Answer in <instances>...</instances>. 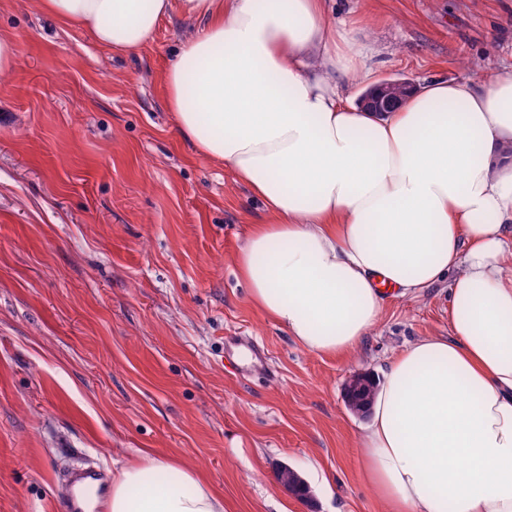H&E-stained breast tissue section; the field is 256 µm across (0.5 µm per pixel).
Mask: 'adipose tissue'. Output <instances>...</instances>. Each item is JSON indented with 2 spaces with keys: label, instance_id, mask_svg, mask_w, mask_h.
<instances>
[{
  "label": "adipose tissue",
  "instance_id": "ef3b65f1",
  "mask_svg": "<svg viewBox=\"0 0 512 512\" xmlns=\"http://www.w3.org/2000/svg\"><path fill=\"white\" fill-rule=\"evenodd\" d=\"M118 52L196 23L165 71L179 135L266 205L236 274L303 348L353 353L385 288L449 295L446 336L382 371L361 435L385 512H512V74L433 79L392 112L326 0H37ZM110 512H227L195 469L148 450L112 476Z\"/></svg>",
  "mask_w": 512,
  "mask_h": 512
}]
</instances>
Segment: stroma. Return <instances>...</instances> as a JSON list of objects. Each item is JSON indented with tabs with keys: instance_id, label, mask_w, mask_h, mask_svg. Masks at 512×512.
Segmentation results:
<instances>
[{
	"instance_id": "35a3bbf8",
	"label": "stroma",
	"mask_w": 512,
	"mask_h": 512,
	"mask_svg": "<svg viewBox=\"0 0 512 512\" xmlns=\"http://www.w3.org/2000/svg\"><path fill=\"white\" fill-rule=\"evenodd\" d=\"M375 80L512 72V0H328ZM194 25L133 52L0 0V512H54L66 474L146 450L198 470L230 512H384L345 386L445 336L448 290L391 299L349 357L304 350L254 307L236 254L268 212L179 135L163 74ZM228 336L267 353L250 368ZM297 470L312 498L276 480Z\"/></svg>"
}]
</instances>
